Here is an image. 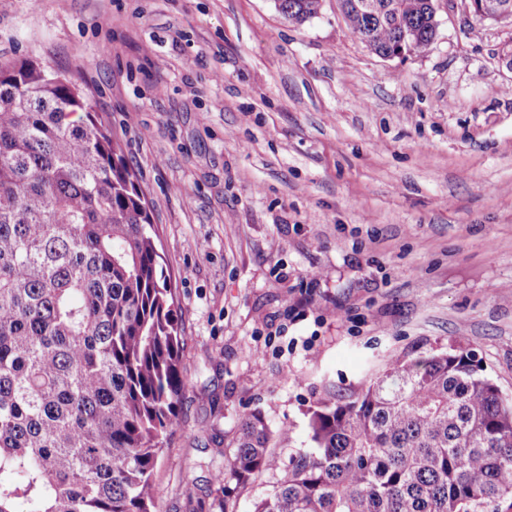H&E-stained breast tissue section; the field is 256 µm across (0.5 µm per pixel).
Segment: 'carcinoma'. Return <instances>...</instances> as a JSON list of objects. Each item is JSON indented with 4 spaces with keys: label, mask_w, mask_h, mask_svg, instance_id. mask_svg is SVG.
Instances as JSON below:
<instances>
[{
    "label": "carcinoma",
    "mask_w": 512,
    "mask_h": 512,
    "mask_svg": "<svg viewBox=\"0 0 512 512\" xmlns=\"http://www.w3.org/2000/svg\"><path fill=\"white\" fill-rule=\"evenodd\" d=\"M344 0L386 58L424 52L435 0ZM289 23L322 0H275ZM153 217L121 147L70 79L0 62V512H152V476L181 425L182 337ZM312 450L283 464L242 418L219 483L281 473L253 512H489L512 499V405L461 346L398 354L360 390L310 407Z\"/></svg>",
    "instance_id": "1"
}]
</instances>
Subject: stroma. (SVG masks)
Listing matches in <instances>:
<instances>
[{
	"label": "stroma",
	"instance_id": "obj_1",
	"mask_svg": "<svg viewBox=\"0 0 512 512\" xmlns=\"http://www.w3.org/2000/svg\"><path fill=\"white\" fill-rule=\"evenodd\" d=\"M512 26L440 16L384 59L336 0H0V61L75 81L137 175L172 276L181 428L154 512H252L214 479L244 414L292 429L392 354L476 352L512 400ZM263 350L255 358V350ZM275 7L289 23L301 26L319 15L322 0H275Z\"/></svg>",
	"mask_w": 512,
	"mask_h": 512
}]
</instances>
